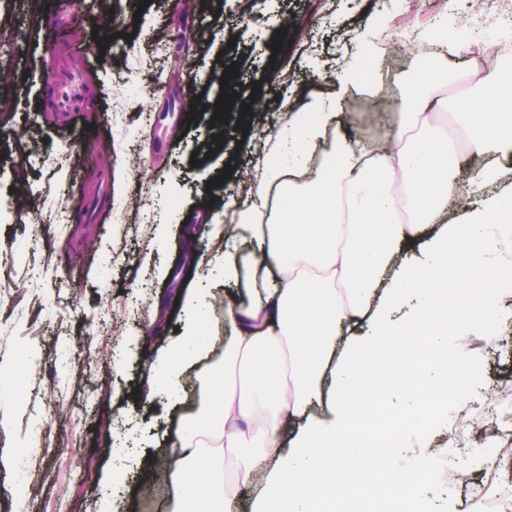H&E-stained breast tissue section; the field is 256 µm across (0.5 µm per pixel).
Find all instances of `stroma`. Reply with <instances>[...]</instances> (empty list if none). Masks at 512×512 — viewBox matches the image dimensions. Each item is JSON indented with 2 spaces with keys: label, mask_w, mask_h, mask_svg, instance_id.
I'll list each match as a JSON object with an SVG mask.
<instances>
[{
  "label": "stroma",
  "mask_w": 512,
  "mask_h": 512,
  "mask_svg": "<svg viewBox=\"0 0 512 512\" xmlns=\"http://www.w3.org/2000/svg\"><path fill=\"white\" fill-rule=\"evenodd\" d=\"M411 9L409 0H333L319 21L308 20L307 0H262L261 16L244 13L240 0H221L218 10L198 6L185 13L174 0H149L137 10L131 0H83L77 10L58 9L57 25L69 28L66 43L47 42L45 23L30 0H9L0 9V47L13 50L11 104L0 135V200L15 194L14 171L28 180L25 207L0 223V356L25 360L37 344L39 369L29 375L18 369L0 374V386L12 398L0 406L14 413L15 423L0 431V454L17 453L25 444L24 430L39 422L45 441L31 457L29 470L38 488L28 512H52L64 502L66 512H100L101 501L132 505L134 512H165L167 494H133L139 474L151 460H162L161 442L169 411L185 399V391L159 390L151 405L133 399L151 359L179 342L196 319L181 311L191 293H235L215 266L202 261L212 223H223V206L238 191L239 180L251 177L258 156L245 142L235 120L214 121L220 79L237 65L234 91L260 90L266 123L276 126L283 94L301 97L315 77L338 75L355 61L354 83L366 82L368 61L356 55L358 36L380 22L385 10ZM289 29L306 23V34L279 54L271 46L277 22ZM187 26L195 43L185 58L169 52L179 26ZM115 31L109 45L94 44L93 28ZM93 45L88 57L79 45ZM375 79L385 96L371 105L373 117L385 119L406 92L410 71L383 54ZM183 70L180 87L156 94L139 92L115 101L119 85L149 72ZM50 81H64L81 69L87 100L102 103L101 111L68 115L50 110L44 69ZM191 92L205 108L191 123L168 117L162 122L169 138L154 135L157 116L169 100ZM121 104L122 115L112 112ZM223 134L224 149L211 148ZM238 178L211 186L224 166ZM113 201L137 195L139 209L108 211L103 221L86 217V207L104 194ZM62 200L56 213L51 200ZM178 209H170V200ZM37 235L40 249L30 253L26 241ZM57 312L45 320L41 304ZM69 349L71 360L61 366L58 354ZM488 386H512V329L479 367ZM427 380L416 370L388 368L367 381L372 409L404 406ZM112 412L115 440L100 444L102 408Z\"/></svg>",
  "instance_id": "1"
}]
</instances>
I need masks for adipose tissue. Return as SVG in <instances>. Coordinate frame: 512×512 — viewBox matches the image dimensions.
Returning a JSON list of instances; mask_svg holds the SVG:
<instances>
[{
    "instance_id": "ef3b65f1",
    "label": "adipose tissue",
    "mask_w": 512,
    "mask_h": 512,
    "mask_svg": "<svg viewBox=\"0 0 512 512\" xmlns=\"http://www.w3.org/2000/svg\"><path fill=\"white\" fill-rule=\"evenodd\" d=\"M447 35L433 54L412 52L424 67L397 105L377 147L364 143L339 106L347 80L289 105L287 125L268 137L287 145L286 161L259 168L249 205L229 214L211 245L224 279L246 282L248 303L226 302L233 334L214 359L204 322L190 326L173 357L151 365L142 393L177 389L186 360L204 363L195 406L177 415L165 453L174 490L170 512H223L239 487L267 475L251 512H431L423 490L428 438L438 422L420 393L412 409L388 414L394 447L369 452L357 429L363 377L404 337L438 348L420 366L454 368L476 379L479 346L512 321V98L485 94L501 80L490 69L454 97L457 76L444 62ZM466 142L485 160L468 185L451 156ZM474 197L457 214L448 203ZM419 305L392 315L409 294ZM358 470V481L347 480ZM403 471L401 490L390 477Z\"/></svg>"
}]
</instances>
